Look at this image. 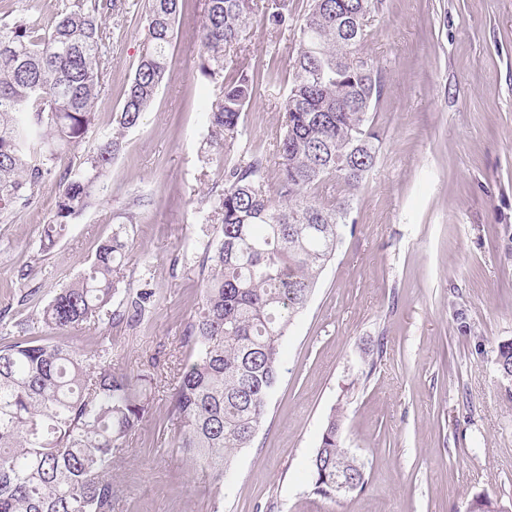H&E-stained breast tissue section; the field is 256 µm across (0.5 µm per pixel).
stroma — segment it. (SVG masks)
Here are the masks:
<instances>
[{
    "instance_id": "35a3bbf8",
    "label": "stroma",
    "mask_w": 512,
    "mask_h": 512,
    "mask_svg": "<svg viewBox=\"0 0 512 512\" xmlns=\"http://www.w3.org/2000/svg\"><path fill=\"white\" fill-rule=\"evenodd\" d=\"M128 2L107 22L96 130L67 159L93 151L122 106L144 41L137 0ZM203 3L190 0L177 21L171 79L57 245L39 249L58 176L0 221V339L35 324L120 229L122 288L151 291L150 307L133 323L104 315L67 333L86 350L111 347L116 370L154 379L151 408L112 469V512H465L483 493L512 501V382L496 364L499 345L512 342V0H381L364 46L386 76L377 163L291 329L266 421L221 489L174 448L180 422L170 411L216 238L198 215L224 187L223 164L201 156V104L214 92L194 43ZM239 47L260 75L242 148L261 151L280 126L295 44L255 26ZM335 407L340 444L368 477L337 502L307 481Z\"/></svg>"
}]
</instances>
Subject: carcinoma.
Returning a JSON list of instances; mask_svg holds the SVG:
<instances>
[{"label":"carcinoma","instance_id":"cac0c4a2","mask_svg":"<svg viewBox=\"0 0 512 512\" xmlns=\"http://www.w3.org/2000/svg\"><path fill=\"white\" fill-rule=\"evenodd\" d=\"M184 0H145V38L124 101L92 153L69 162L40 250L96 199L126 132L138 127L170 77L168 51ZM379 0H310L301 19L290 0H205L197 30L200 74L217 88L206 111L210 146L224 162V189L208 197L205 224L220 225L206 250L201 304L185 328L191 357L171 395L182 422L174 447L220 485L262 426L282 370L289 332L333 259L341 226L379 140L374 117L385 94L382 67L363 52ZM124 0H62L48 25L20 15L0 24V221L30 204L72 147L95 129L110 64L106 20ZM361 18L356 35L345 20ZM258 21L297 45L281 126L268 152L244 153L242 113L257 74L231 51ZM277 158L269 183L268 157ZM127 240L103 242L88 268L43 307L56 333L115 314L133 320L151 302L122 294ZM498 371L512 381V342ZM151 379L112 368L109 348L14 336L0 343V512H112V466L150 410ZM331 412L308 473L314 494L335 500L367 484L365 465L339 445ZM466 512H512L479 494Z\"/></svg>","mask_w":512,"mask_h":512}]
</instances>
